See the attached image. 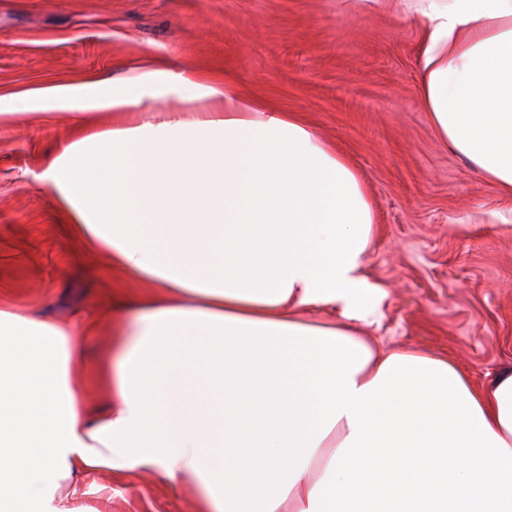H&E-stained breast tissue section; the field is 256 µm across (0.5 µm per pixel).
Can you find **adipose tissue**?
<instances>
[{"instance_id": "1", "label": "adipose tissue", "mask_w": 512, "mask_h": 512, "mask_svg": "<svg viewBox=\"0 0 512 512\" xmlns=\"http://www.w3.org/2000/svg\"><path fill=\"white\" fill-rule=\"evenodd\" d=\"M419 22L417 99L449 149L512 197V0H404ZM182 108L157 118L164 101ZM82 124L35 179L109 269L147 284L99 364L88 418L68 380L94 319L0 310V512H68L60 483L106 470L193 486L194 512H245L226 401L259 385L253 426L277 471L261 512H512V371L475 388L447 359L381 351L361 274L373 214L348 162L295 114L166 65L0 102ZM339 311L340 321L305 317Z\"/></svg>"}]
</instances>
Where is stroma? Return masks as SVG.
Segmentation results:
<instances>
[{
	"label": "stroma",
	"mask_w": 512,
	"mask_h": 512,
	"mask_svg": "<svg viewBox=\"0 0 512 512\" xmlns=\"http://www.w3.org/2000/svg\"><path fill=\"white\" fill-rule=\"evenodd\" d=\"M420 38L400 0H0V98L164 63L296 113L350 162L371 205L364 275L382 295L361 334L446 357L482 387L512 369V198L437 137L417 100ZM79 135L47 108L0 121L1 309L60 322L146 289L85 255L34 178ZM102 344L86 336L69 369L93 416L109 406ZM58 494L75 512H192L194 499L146 473L78 477Z\"/></svg>",
	"instance_id": "1"
}]
</instances>
